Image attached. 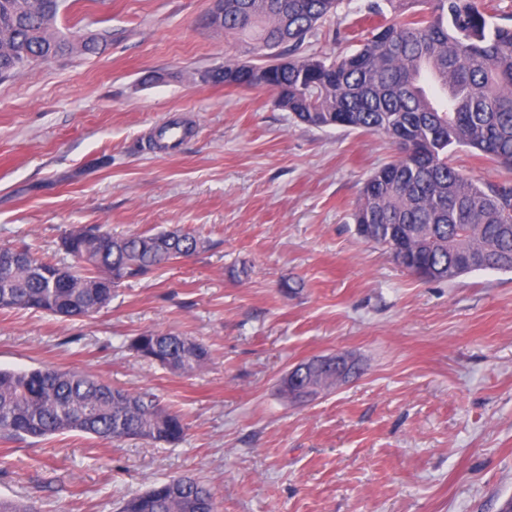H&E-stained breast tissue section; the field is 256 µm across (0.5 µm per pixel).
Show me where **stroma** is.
<instances>
[{"label": "stroma", "mask_w": 512, "mask_h": 512, "mask_svg": "<svg viewBox=\"0 0 512 512\" xmlns=\"http://www.w3.org/2000/svg\"><path fill=\"white\" fill-rule=\"evenodd\" d=\"M211 9L75 0L58 28L106 44L0 81V245L67 265L60 240L82 225L208 242L89 317L0 310V368L147 390L188 425L175 445L0 438V498L118 512L190 473L220 512H500L512 498V272L424 281L361 239L350 214L391 145L299 123L262 89L197 81L252 58ZM168 119L188 134L160 154L150 138ZM450 161L512 185L474 152ZM148 329L204 343L206 367L180 377L138 357L129 340ZM339 351L359 365L349 382L283 397L293 366Z\"/></svg>", "instance_id": "1"}]
</instances>
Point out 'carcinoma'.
<instances>
[{"label": "carcinoma", "instance_id": "1", "mask_svg": "<svg viewBox=\"0 0 512 512\" xmlns=\"http://www.w3.org/2000/svg\"><path fill=\"white\" fill-rule=\"evenodd\" d=\"M62 0H0V78L74 53L98 50L56 27ZM343 0H224L226 33L252 40L256 62L224 61V85L265 89L301 123L384 136L393 158L365 181L351 218L372 225L364 240L398 249L400 266L452 281L512 271V186L483 187L449 162L475 150L512 170V25L480 0H376L357 18L360 48L327 57L310 39ZM74 266L27 246L0 247V309L82 318L112 300L120 283L196 254L202 242L176 230L117 236L95 225L62 240ZM130 348L184 376L209 352L187 336L146 330ZM81 432L107 442L175 443L180 414L149 392L115 388L53 367L0 369V438ZM121 512H217L214 493L182 474L127 499Z\"/></svg>", "mask_w": 512, "mask_h": 512}]
</instances>
